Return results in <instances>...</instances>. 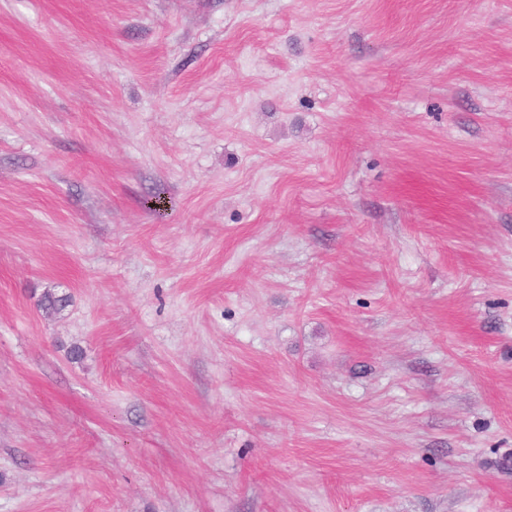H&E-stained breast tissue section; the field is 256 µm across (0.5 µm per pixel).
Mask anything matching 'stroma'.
Wrapping results in <instances>:
<instances>
[{
	"label": "stroma",
	"mask_w": 512,
	"mask_h": 512,
	"mask_svg": "<svg viewBox=\"0 0 512 512\" xmlns=\"http://www.w3.org/2000/svg\"><path fill=\"white\" fill-rule=\"evenodd\" d=\"M0 512H512V0H0Z\"/></svg>",
	"instance_id": "obj_1"
}]
</instances>
